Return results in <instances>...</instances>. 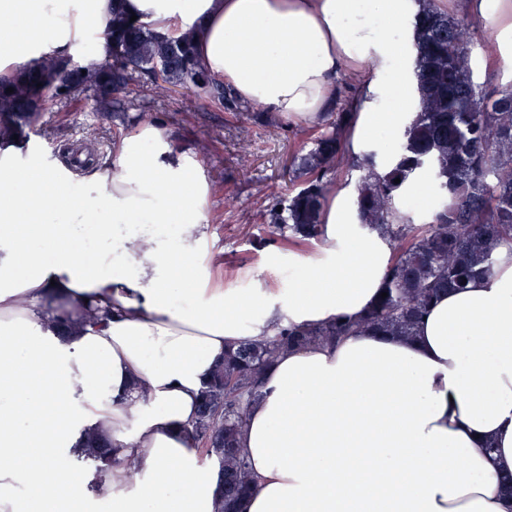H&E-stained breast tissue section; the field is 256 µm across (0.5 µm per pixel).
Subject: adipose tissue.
Listing matches in <instances>:
<instances>
[{
	"label": "adipose tissue",
	"mask_w": 512,
	"mask_h": 512,
	"mask_svg": "<svg viewBox=\"0 0 512 512\" xmlns=\"http://www.w3.org/2000/svg\"><path fill=\"white\" fill-rule=\"evenodd\" d=\"M113 0H0V75L104 30ZM152 31L193 30L216 83L282 120L320 125L337 81L364 76L347 141L391 161L416 111L419 0H123ZM512 72V0H471ZM394 101L391 110L380 107ZM209 182L165 127L143 123L111 164L75 175L0 138V512H214L218 467L191 425L215 360L245 340L363 315L390 246L331 191L326 244L288 288H227L204 256ZM95 225L86 259L77 242ZM103 480L62 476L88 434ZM243 512H512V245L442 295L413 336L365 333L280 353L244 421ZM25 486L26 497L16 489ZM111 445L106 440H103L96 436L88 438L86 444V454L81 459L82 461L88 462L96 469L99 473H104L105 466L109 460L108 449Z\"/></svg>",
	"instance_id": "ef3b65f1"
}]
</instances>
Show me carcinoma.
I'll list each match as a JSON object with an SVG mask.
<instances>
[{
	"label": "carcinoma",
	"mask_w": 512,
	"mask_h": 512,
	"mask_svg": "<svg viewBox=\"0 0 512 512\" xmlns=\"http://www.w3.org/2000/svg\"><path fill=\"white\" fill-rule=\"evenodd\" d=\"M417 111L405 127L392 164L378 169L375 155L355 158L346 150L354 119L348 105L333 113L312 147L297 157V187L264 213L272 232L303 241L325 239L323 207L328 175L344 165L358 172L354 205L361 224L390 243L392 258L383 291L356 322L309 329L283 328L270 340L245 341L224 353L204 384L191 431L206 456L222 464L216 512H241L252 478L238 446L250 404L261 395V377L288 347L332 342L360 331L412 336L431 301L462 290L490 273L495 251L512 242V85L476 83L471 67L474 21L448 14L424 0L414 17ZM107 56L98 63L68 54L42 56L8 79L0 77V135L22 132L48 107L87 93L98 112H123L126 90L138 76L171 92L186 88L235 111H250L229 98L196 58L193 32L166 37L112 10ZM14 92H7V88ZM430 175L436 197L431 219L416 224L404 208L405 187L416 173ZM400 182H394V179ZM110 443L91 436L83 461L104 473Z\"/></svg>",
	"instance_id": "1"
}]
</instances>
